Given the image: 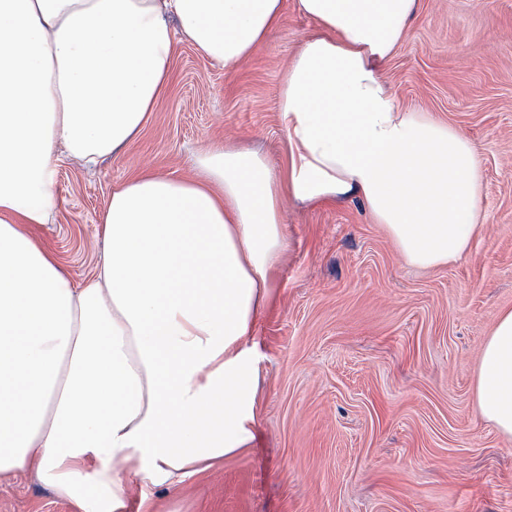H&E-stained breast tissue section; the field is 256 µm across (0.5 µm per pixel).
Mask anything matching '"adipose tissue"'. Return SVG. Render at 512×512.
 I'll use <instances>...</instances> for the list:
<instances>
[{
	"mask_svg": "<svg viewBox=\"0 0 512 512\" xmlns=\"http://www.w3.org/2000/svg\"><path fill=\"white\" fill-rule=\"evenodd\" d=\"M283 0H0V479L29 472L75 512L148 489L253 439L243 342L287 242L284 209L361 199L408 264L432 269L484 228L474 144L402 107L381 71L418 0H296L317 31L278 96L288 171L208 142L188 176L113 187L105 249L75 283L38 234L63 157L117 154L146 125L177 42L235 72ZM480 416L512 437V309L483 342Z\"/></svg>",
	"mask_w": 512,
	"mask_h": 512,
	"instance_id": "obj_1",
	"label": "adipose tissue"
}]
</instances>
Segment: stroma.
<instances>
[{"mask_svg": "<svg viewBox=\"0 0 512 512\" xmlns=\"http://www.w3.org/2000/svg\"><path fill=\"white\" fill-rule=\"evenodd\" d=\"M314 30L285 0L280 24L232 73L178 43L144 130L96 166L59 164L54 221L40 236L74 282L104 247L113 186L135 173H191L214 139L283 167L279 87ZM383 73L402 106L474 143L483 233L462 259L423 270L357 198L289 205L285 259L248 340L256 438L152 490L153 512H512V438L474 396L481 344L512 308V0H420ZM0 512L74 509L20 475L0 483Z\"/></svg>", "mask_w": 512, "mask_h": 512, "instance_id": "stroma-1", "label": "stroma"}]
</instances>
